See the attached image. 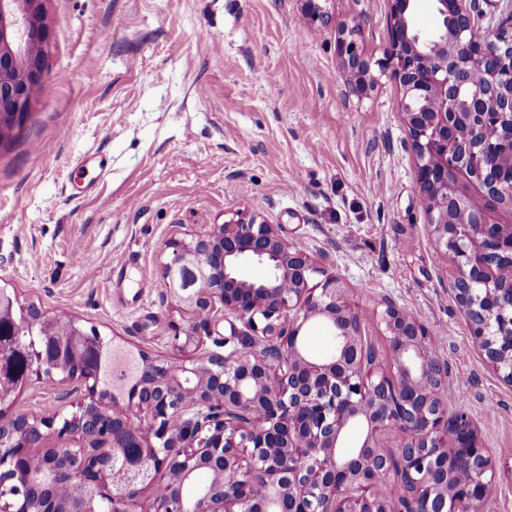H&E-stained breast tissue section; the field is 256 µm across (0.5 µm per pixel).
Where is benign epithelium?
<instances>
[{"mask_svg": "<svg viewBox=\"0 0 512 512\" xmlns=\"http://www.w3.org/2000/svg\"><path fill=\"white\" fill-rule=\"evenodd\" d=\"M300 2L318 26L331 23L320 0ZM433 2V32L416 28L414 0H391L383 57L365 51L362 15L337 23L336 52L352 95L370 96L386 75L398 82L404 146L417 158L431 242L450 259L448 286L473 345L512 385V225L492 219L512 212V9L484 27L479 0ZM47 3L0 0L1 141L23 127L47 73L50 33L37 22ZM171 248L163 277L191 314L172 325L184 359L144 354L134 385L112 392L110 416L91 375L64 377L81 395L69 417L17 413L14 394L0 393V417L16 423L0 424V512H96L98 499L131 512L162 471L166 491L154 512H390L370 493L381 477L399 484L395 512H474L487 500L494 467L475 423L448 413V362L416 316L383 300L389 372L366 362L367 322L344 282L262 217L211 224ZM246 263L265 267L262 283L241 278ZM45 318L39 308L24 312L15 320L19 335H36ZM230 318V334L215 342L224 352L205 349ZM314 319L331 339L321 356L302 336ZM245 339L267 353L241 352ZM351 426L365 438L342 452ZM44 428L60 440L43 454L46 469L81 485V498L59 502L23 474ZM382 430L404 443L379 447ZM460 458L468 479L450 487L448 471ZM204 470L214 481L188 493Z\"/></svg>", "mask_w": 512, "mask_h": 512, "instance_id": "benign-epithelium-1", "label": "benign epithelium"}]
</instances>
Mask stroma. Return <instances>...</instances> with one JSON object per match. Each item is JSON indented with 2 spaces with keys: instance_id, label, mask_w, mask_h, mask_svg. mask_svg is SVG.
I'll list each match as a JSON object with an SVG mask.
<instances>
[{
  "instance_id": "stroma-1",
  "label": "stroma",
  "mask_w": 512,
  "mask_h": 512,
  "mask_svg": "<svg viewBox=\"0 0 512 512\" xmlns=\"http://www.w3.org/2000/svg\"><path fill=\"white\" fill-rule=\"evenodd\" d=\"M365 14L382 57L390 0H328ZM48 74L14 140L0 143V287L172 362L186 320L162 271L169 244L259 213L339 275L365 314L382 299L422 320L448 361L449 409L477 423L496 467L484 512H512V386L487 364L430 242L388 77L345 97L336 31L299 0H49ZM107 171L74 188L79 159ZM43 378L20 412H70Z\"/></svg>"
}]
</instances>
